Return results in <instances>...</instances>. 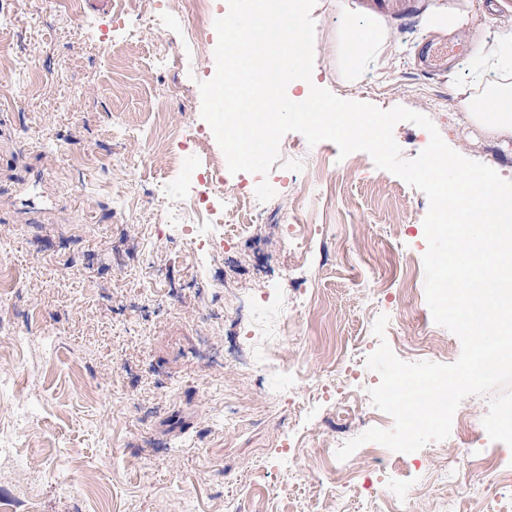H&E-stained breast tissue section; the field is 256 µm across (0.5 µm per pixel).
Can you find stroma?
Instances as JSON below:
<instances>
[{
    "mask_svg": "<svg viewBox=\"0 0 512 512\" xmlns=\"http://www.w3.org/2000/svg\"><path fill=\"white\" fill-rule=\"evenodd\" d=\"M0 4V512H482L470 434L376 463L331 453L373 426L379 315L404 361L461 354L426 302V196L290 132L267 175L233 176L275 191L250 231L196 241L170 216L197 223L196 176L224 159L201 117L214 27L192 32L182 0L155 23L137 0L118 20L112 0ZM453 8L474 24L449 30ZM312 18L313 84L420 112L512 180V143L452 95L476 41L512 30V0H319ZM373 24L388 66L344 87L336 38ZM162 97L158 121L144 102ZM338 469L358 474L339 498Z\"/></svg>",
    "mask_w": 512,
    "mask_h": 512,
    "instance_id": "stroma-1",
    "label": "stroma"
}]
</instances>
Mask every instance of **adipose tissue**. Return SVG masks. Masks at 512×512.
<instances>
[{
    "label": "adipose tissue",
    "mask_w": 512,
    "mask_h": 512,
    "mask_svg": "<svg viewBox=\"0 0 512 512\" xmlns=\"http://www.w3.org/2000/svg\"><path fill=\"white\" fill-rule=\"evenodd\" d=\"M347 36L360 44L359 52L351 54L345 64L350 78H357L365 65H384L387 42L379 27L349 28ZM474 58L481 63L487 77L481 83V93L458 87L456 106L468 122L486 136L512 142V33L497 36L493 41L478 42Z\"/></svg>",
    "instance_id": "1"
}]
</instances>
